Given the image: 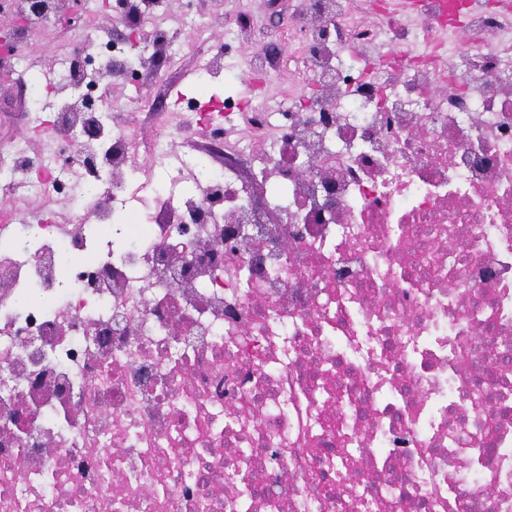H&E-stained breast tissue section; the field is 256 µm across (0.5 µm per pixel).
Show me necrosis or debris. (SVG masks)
I'll use <instances>...</instances> for the list:
<instances>
[{
  "label": "necrosis or debris",
  "mask_w": 512,
  "mask_h": 512,
  "mask_svg": "<svg viewBox=\"0 0 512 512\" xmlns=\"http://www.w3.org/2000/svg\"><path fill=\"white\" fill-rule=\"evenodd\" d=\"M426 26L359 23L358 0H293L287 30L250 35L244 79L295 56L315 86L303 109L251 102V134L210 139L247 154L186 195L113 182L94 217L41 223L38 243L0 256V512H512V7L484 6L469 48L443 67L420 54ZM194 0L136 43L83 30L69 73L169 45L196 30ZM400 64L375 60L380 43ZM50 154L19 152L0 196H66L72 160L158 153L161 119L136 144L101 112H50ZM282 194L261 220L257 184ZM335 205H328L327 193ZM149 201L152 221L111 254L96 235L113 202ZM259 243L231 254L240 228ZM485 383L483 407L468 394Z\"/></svg>",
  "instance_id": "obj_1"
}]
</instances>
